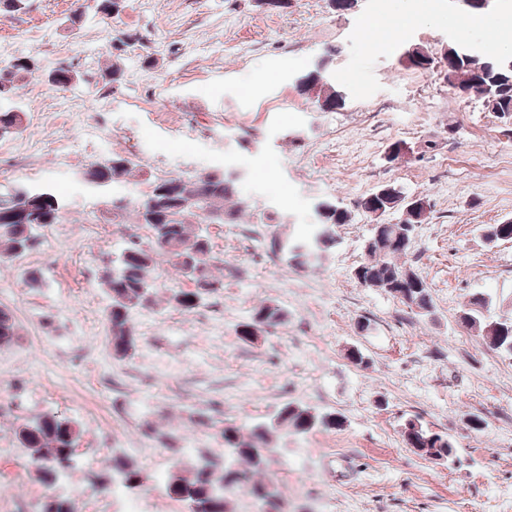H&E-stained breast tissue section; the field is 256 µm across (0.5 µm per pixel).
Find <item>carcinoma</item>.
I'll list each match as a JSON object with an SVG mask.
<instances>
[{"label": "carcinoma", "instance_id": "1", "mask_svg": "<svg viewBox=\"0 0 512 512\" xmlns=\"http://www.w3.org/2000/svg\"><path fill=\"white\" fill-rule=\"evenodd\" d=\"M436 58L428 49L418 46L409 58L406 68L428 71ZM38 70L33 57H19L7 73H0V102L9 101L15 94V82ZM74 70L61 66L48 75L55 88L72 85ZM445 79L461 94L479 97L488 111L503 122V132L512 133V71L499 69L488 60L461 57L448 60ZM301 85L318 87L317 103L322 108L334 109L343 101L336 86L323 81L321 71L308 73ZM25 113L14 107L0 106V137L19 135L24 131ZM139 163L129 155L114 154L105 164L87 169L94 180L114 183L124 180L138 170ZM151 195L156 209L147 216L140 203L127 198L110 201L112 216L124 218L128 211L136 212L138 224L147 229V239L130 235L124 241L117 257L110 260L112 267L105 270L101 284L111 300L106 310L109 336L107 346L112 355L127 358L137 347L138 337L131 321L137 309H149L158 304V292L150 272L157 259L170 262L178 274L188 279L194 288L166 289V302L185 314L197 312L210 304L224 288V276L215 274L219 260L213 256V245L206 224H238L248 211L249 204L239 195L238 181L229 173L213 171L190 177L153 175L150 178ZM386 196L364 197L358 207L366 213H386L399 210L400 189L385 185ZM25 187L0 189V262L23 257L40 244L39 230L58 224L63 218V204L52 191L40 206H34L24 193ZM324 213L320 223L306 238L290 240L272 236L271 252L295 268H305L318 260L321 254L336 245L335 227L348 224L351 213L332 201L323 202ZM429 213L420 209L406 210V217L396 224L384 227L381 238L362 255L355 266L354 279L365 288H376L400 300L417 316H429L434 311L431 287L426 277L409 262V247L401 243L400 231L407 224H424ZM485 242L495 245L512 240V220L486 224L481 228ZM492 298L474 293L460 310L459 322L475 330L490 348L512 357V315L491 313ZM287 312L273 303L254 307L249 318L237 325L236 335L244 343L254 344L268 329L283 323ZM19 324L13 312L0 307V346L13 344L19 336ZM343 421L334 411H318L295 401L283 403L267 421L250 426L224 424L222 438L228 458H216L207 452L198 455L189 469L174 467L165 480L167 494L182 502L189 512H235L233 497L237 492L249 495L261 512H281V498L274 485L265 478L269 452L276 434L292 430L305 435L316 430H336ZM19 447L43 482L51 484L66 473L75 460L81 438L79 426L72 420L45 413L26 419L14 430ZM407 445L436 448L437 454H421L428 460L451 461L454 441L443 431H435L420 417L407 418L403 423ZM112 479L121 482L129 492L142 489L144 476L140 465L124 453H112Z\"/></svg>", "mask_w": 512, "mask_h": 512}]
</instances>
